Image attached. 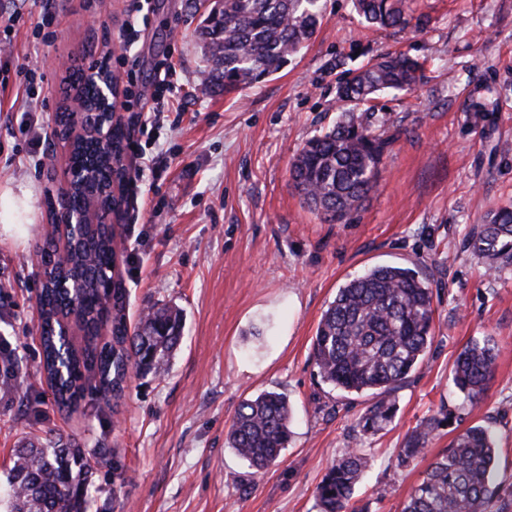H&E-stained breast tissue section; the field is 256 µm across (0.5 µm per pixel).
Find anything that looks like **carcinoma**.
<instances>
[{"mask_svg": "<svg viewBox=\"0 0 512 512\" xmlns=\"http://www.w3.org/2000/svg\"><path fill=\"white\" fill-rule=\"evenodd\" d=\"M353 8L378 28H402L411 20L410 0H353ZM322 18L320 0H223L220 16L198 28L209 65L204 89L229 94L276 74L312 39ZM423 77L424 63L386 54L338 85L337 98L353 108L331 130L309 139L290 168L295 189L323 222H347L376 185L389 139L376 132L368 104L384 91H408ZM98 84L93 74H76L70 95L74 108L59 115V139L74 173L68 213L89 212L94 221L68 240L64 264L56 261L54 238L42 243L41 363L61 409L77 406L90 389L103 397L120 391L131 369L142 376L165 374L183 332V316L173 307H149L131 329L123 315L125 292L114 278L116 226L100 218L118 205L114 188L121 180L127 129L107 124L103 133L91 127L75 132L77 113L101 108ZM467 246L491 271L512 265V207L494 212ZM70 314L86 345L64 352L58 326L60 317ZM108 321L112 342L99 345L100 326ZM433 321L432 289L414 267L375 265L337 289L319 321L312 360L324 383L370 396L358 423L361 434H374L391 421L396 390L432 344ZM495 359L491 338L471 340L454 361L453 387L478 401L493 377ZM291 419L282 393L245 398L228 427V442L253 474H262L286 448ZM447 420L441 409L416 426L398 451L399 464L426 457L432 433ZM495 459L492 426L467 428L433 458L401 512H491ZM369 465L353 448L332 463L315 488L320 512H358L353 493ZM92 470L91 456L61 437L23 444L14 451L7 508L86 512Z\"/></svg>", "mask_w": 512, "mask_h": 512, "instance_id": "cac0c4a2", "label": "carcinoma"}]
</instances>
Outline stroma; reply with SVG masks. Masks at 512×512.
<instances>
[{
  "label": "stroma",
  "instance_id": "1",
  "mask_svg": "<svg viewBox=\"0 0 512 512\" xmlns=\"http://www.w3.org/2000/svg\"><path fill=\"white\" fill-rule=\"evenodd\" d=\"M151 24L125 35L126 0H0V350L13 360L0 388V486L15 448L54 434L86 450H116L97 464L88 512H318L316 485L356 448L370 467L355 488L367 512H400L428 460L397 462L411 431L439 407L453 413L430 440L447 448L466 428L491 424L497 456L492 512H512V265L488 272L467 246L478 225L512 206V0H412L402 29L367 27L351 0H322V23L287 67L229 95L204 94L207 62L185 0H147ZM425 24H418V17ZM138 51L140 87L171 58L180 88L159 121L123 113L142 158L143 195L124 193L115 275L135 325L158 304L184 316L181 343L160 377L128 375L121 397L89 394L59 411L40 373L30 257L48 223L47 200L64 188L66 154L53 136L63 102L58 60L111 59L124 37ZM425 60L413 90L382 96L374 111L390 144L374 189L344 224L303 204L289 175L304 142L332 128L336 87L349 67L384 53ZM42 81L37 112L15 105L17 68ZM483 102L477 112L473 103ZM377 264L417 268L434 294L430 350L398 389L397 411L377 434L356 425L369 405L321 381L312 345L323 311L349 277ZM498 349L478 402L450 384L474 337ZM284 393L291 436L264 474L225 443L240 402Z\"/></svg>",
  "mask_w": 512,
  "mask_h": 512
}]
</instances>
